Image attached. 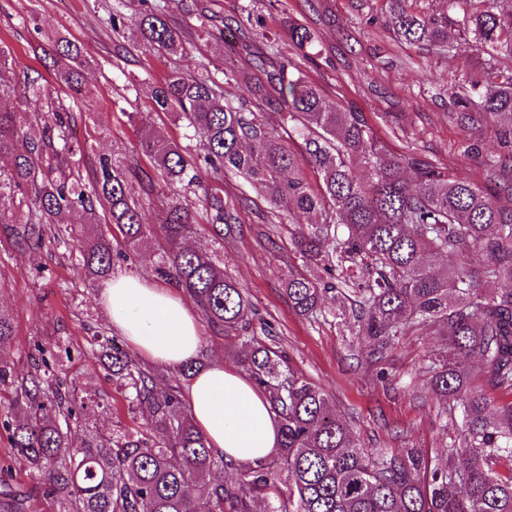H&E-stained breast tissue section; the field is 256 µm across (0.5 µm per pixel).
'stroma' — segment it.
Instances as JSON below:
<instances>
[{"label": "stroma", "instance_id": "35a3bbf8", "mask_svg": "<svg viewBox=\"0 0 512 512\" xmlns=\"http://www.w3.org/2000/svg\"><path fill=\"white\" fill-rule=\"evenodd\" d=\"M165 17L186 34L181 61L194 73L223 78L227 67L245 70L252 55L276 36L279 54L296 58L290 47L286 19L313 30L322 54L301 62L304 75L323 86L329 101L343 98L358 103L390 150L413 149L436 164L482 180L480 159L464 155L466 142H478L484 154L497 146L499 122L471 128L453 122L451 85L446 60L428 55L415 45L397 42L385 27V0H163ZM142 0H0V43L17 52L36 69H43V49L55 35L81 47L91 65L84 74L85 94L73 104L75 137L83 146L80 174L92 182L99 156L124 169L139 168L153 179V190L133 195L149 216L146 247H125L107 215L95 231L112 239L120 257L113 275H137L157 281L155 266L166 247L160 227L172 200L203 209L202 193L166 183L160 170L139 150V139L151 130L164 136L181 135L172 116L157 111L146 74L161 77L165 64L146 45L126 42L115 52L116 38L108 25L112 10L134 16ZM249 14L252 36L241 43L223 33L224 18ZM404 115L401 130L391 131L383 113ZM230 198H245L238 210L234 238L219 243L206 228L192 242L224 263L225 274L236 281L257 309L252 333L272 336L292 365L334 401L366 448L393 451L415 448L430 460H441L451 438L461 428L458 408L438 405L427 392L428 358L439 347L431 330L415 328L396 341L378 362H368L369 344L354 339L340 320L315 321L292 310L281 277L290 273L311 281L326 278L321 267L306 263L292 245L305 218L288 220L272 215L259 187L238 178L227 179ZM20 197L0 191V307L14 322L10 364L16 376L33 372L46 362L63 391L97 400L101 408L97 430H141L145 415L130 417L123 394L113 385L95 357L96 334L114 336L101 292L102 281L86 278L76 264L78 237L54 238L44 233L41 245L18 244L9 223L19 214ZM0 469L14 481L32 487L30 512H50L42 496L40 474L17 460L9 433L0 427Z\"/></svg>", "mask_w": 512, "mask_h": 512}]
</instances>
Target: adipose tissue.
<instances>
[{
    "label": "adipose tissue",
    "mask_w": 512,
    "mask_h": 512,
    "mask_svg": "<svg viewBox=\"0 0 512 512\" xmlns=\"http://www.w3.org/2000/svg\"><path fill=\"white\" fill-rule=\"evenodd\" d=\"M102 299L112 327L148 362L178 367L202 348L199 322L171 289L138 276L106 282ZM185 401L214 450L237 461L267 458L278 446V427L264 395L242 371L211 361L187 384Z\"/></svg>",
    "instance_id": "ef3b65f1"
}]
</instances>
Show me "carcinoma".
<instances>
[{"label": "carcinoma", "mask_w": 512, "mask_h": 512, "mask_svg": "<svg viewBox=\"0 0 512 512\" xmlns=\"http://www.w3.org/2000/svg\"><path fill=\"white\" fill-rule=\"evenodd\" d=\"M386 27L399 42L454 58L452 31L470 38L477 71L451 75V116L462 125L509 119L499 149L483 160L485 180L498 198H512V9L498 0H446L442 13H419L413 0H386ZM164 7L151 5L132 21L112 15V32L145 40L155 55L176 61L185 53L183 33L171 26ZM290 46L305 59L320 55L313 32L285 21ZM54 83L0 45V73L19 81L4 90L32 104L25 124L0 108V156L11 158L0 173L8 185L32 197L22 239L37 224L57 233L80 215L97 222L109 213L126 246L146 244L147 218L132 197L136 173L99 159L95 182H82L75 160L72 109L54 86L75 99L83 95L86 60L65 38L46 51ZM252 66L265 78L246 84L248 97L233 102L209 74L173 66L152 80L155 107L170 112L205 143V156L151 131L142 152L167 183L203 190L215 239L224 243L238 224L237 204L224 199V178L239 177L264 188L273 210L316 221L294 234L304 261L320 264L330 278L317 284L287 276L283 287L292 309L304 318L338 313L370 343L379 359L413 328H433L441 347L429 358L427 390L460 409L461 439L451 441L440 464L419 451L366 449L340 418L328 395L296 372L282 351L252 336L241 338L240 366L265 392L280 433L275 454L233 462L214 453L184 410L182 387L161 391L157 375L116 341L104 336L100 356L124 392L128 411L147 412L136 434L71 430L90 419L91 407L53 386L39 368L18 382L13 406L23 417L3 421L11 447L43 474V495L52 512H512V403L496 405L486 389L512 391V207L501 206L475 180L439 166L414 150L390 152L369 116L354 102L336 104L292 63H272L257 54ZM258 109L275 107L300 139L285 146L260 122ZM318 177L311 186L303 173ZM295 176L285 180V171ZM197 213L173 203L163 224L159 273L175 283L208 322L227 332L243 331L254 308L224 274V264L186 246L196 233ZM481 257L477 265L469 256ZM448 266L437 271L438 258ZM78 265L99 280L112 270V243L84 236ZM506 282L500 291L494 285ZM339 303L326 311L325 298ZM13 320L0 309V384L12 377L9 363ZM52 394H47V391ZM238 475L233 484L224 472ZM285 480L286 490L277 485ZM32 491L0 480V512H27Z\"/></svg>", "instance_id": "carcinoma-1"}]
</instances>
